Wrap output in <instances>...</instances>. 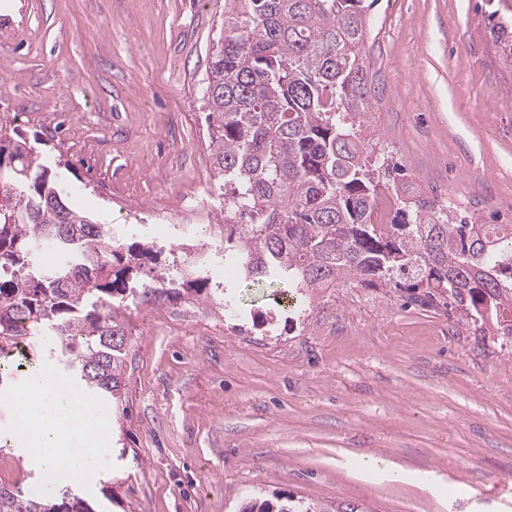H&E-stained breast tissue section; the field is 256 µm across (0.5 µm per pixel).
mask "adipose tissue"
I'll list each match as a JSON object with an SVG mask.
<instances>
[{
  "mask_svg": "<svg viewBox=\"0 0 512 512\" xmlns=\"http://www.w3.org/2000/svg\"><path fill=\"white\" fill-rule=\"evenodd\" d=\"M30 383L31 411L41 420L42 427L35 432L23 426L17 433L24 440L31 458L40 466L57 470L68 467L70 451L65 434L85 429L84 409L70 401L55 378L44 372H36Z\"/></svg>",
  "mask_w": 512,
  "mask_h": 512,
  "instance_id": "ef3b65f1",
  "label": "adipose tissue"
}]
</instances>
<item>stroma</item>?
<instances>
[{
  "instance_id": "1",
  "label": "stroma",
  "mask_w": 512,
  "mask_h": 512,
  "mask_svg": "<svg viewBox=\"0 0 512 512\" xmlns=\"http://www.w3.org/2000/svg\"><path fill=\"white\" fill-rule=\"evenodd\" d=\"M231 0H0V126L23 134L73 206L109 224L180 215L205 192V260H221L202 96ZM367 124L409 189L482 224H512V69L490 41L512 0H372ZM255 324L180 299L130 309L119 402L96 400L104 445L56 481L0 394L9 489L80 494L94 512H238L294 495L342 512H512V336L474 332L394 285L316 291L309 316L271 291ZM404 475L369 476L364 460Z\"/></svg>"
}]
</instances>
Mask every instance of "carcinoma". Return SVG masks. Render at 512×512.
<instances>
[{"label": "carcinoma", "mask_w": 512, "mask_h": 512, "mask_svg": "<svg viewBox=\"0 0 512 512\" xmlns=\"http://www.w3.org/2000/svg\"><path fill=\"white\" fill-rule=\"evenodd\" d=\"M365 0H237L224 17L204 94L213 176L224 189V252L240 265L224 292L194 255L172 283L152 266L150 238L127 242L68 194L35 147L0 128V365L11 349L50 339L62 373L96 395L118 398L128 353L133 284L154 282L140 304L202 298L219 311L241 308L238 289L279 286L303 308L319 288L374 284L406 275L415 300L437 303L479 327L512 333V225L474 224L453 206L408 200L393 224L374 221L383 190L407 173L373 160L365 116L372 108L365 50ZM512 68V24L492 28ZM61 242L90 260L86 284L43 270L38 241ZM0 512H93L69 490L42 501L0 486ZM239 512H333L303 498L262 497Z\"/></svg>", "instance_id": "1"}]
</instances>
